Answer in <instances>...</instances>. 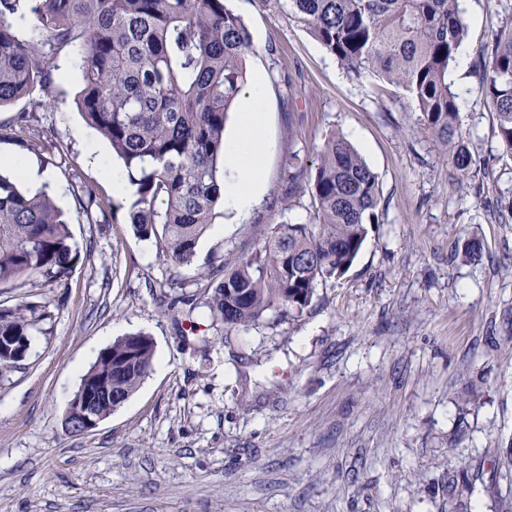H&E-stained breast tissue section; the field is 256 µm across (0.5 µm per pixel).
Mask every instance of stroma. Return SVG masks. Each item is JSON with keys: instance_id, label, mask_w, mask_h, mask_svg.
I'll list each match as a JSON object with an SVG mask.
<instances>
[{"instance_id": "obj_1", "label": "stroma", "mask_w": 512, "mask_h": 512, "mask_svg": "<svg viewBox=\"0 0 512 512\" xmlns=\"http://www.w3.org/2000/svg\"><path fill=\"white\" fill-rule=\"evenodd\" d=\"M231 6L254 46L248 75L265 81L263 183L247 213L217 207L191 264L134 235L133 198L103 171L111 147L78 112L72 54L53 61L51 107L0 109V158H52L81 255L65 284L39 286L53 318L0 372V512H512V157L479 91L512 0H460L469 29L448 80L473 173L456 184L401 88L349 75L284 0ZM22 112L46 152L20 147ZM334 130L377 177V224L302 314L225 327L210 269L258 248L261 228L312 221L284 163ZM75 183L96 194L93 220ZM467 237L479 261L459 258ZM137 332L155 345L147 377L94 431L68 433L82 375Z\"/></svg>"}]
</instances>
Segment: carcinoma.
<instances>
[{"label": "carcinoma", "instance_id": "carcinoma-1", "mask_svg": "<svg viewBox=\"0 0 512 512\" xmlns=\"http://www.w3.org/2000/svg\"><path fill=\"white\" fill-rule=\"evenodd\" d=\"M320 44L354 74L371 73L402 88L419 112L416 134L452 153L460 175L472 156L458 125L459 95L448 69L468 35L458 0H287ZM33 19L29 34L12 22ZM77 50L78 106L122 160L133 187V233L159 240L176 266L191 263L224 196V126L246 89L249 31L226 0H0V108L51 85V61ZM480 90L496 114L499 139L512 154V25L486 46ZM288 187L307 179L312 224H275L261 246L224 270L208 306L230 327L269 314H300L316 287L343 275L378 220L375 174L340 132H331L307 164L286 160ZM18 165L0 167V286L62 284L80 258L68 222L43 189L20 184ZM92 220L93 190L75 193ZM34 294L0 304V369L17 368L32 337L51 321ZM143 333L119 337L83 374L101 397L106 418L130 397L154 358Z\"/></svg>", "mask_w": 512, "mask_h": 512}]
</instances>
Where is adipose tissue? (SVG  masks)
Instances as JSON below:
<instances>
[{"mask_svg":"<svg viewBox=\"0 0 512 512\" xmlns=\"http://www.w3.org/2000/svg\"><path fill=\"white\" fill-rule=\"evenodd\" d=\"M263 93L259 81L245 90L236 134L225 142L224 166L230 174L224 179V205L240 213L253 206L261 190L264 123L256 106Z\"/></svg>","mask_w":512,"mask_h":512,"instance_id":"obj_1","label":"adipose tissue"}]
</instances>
